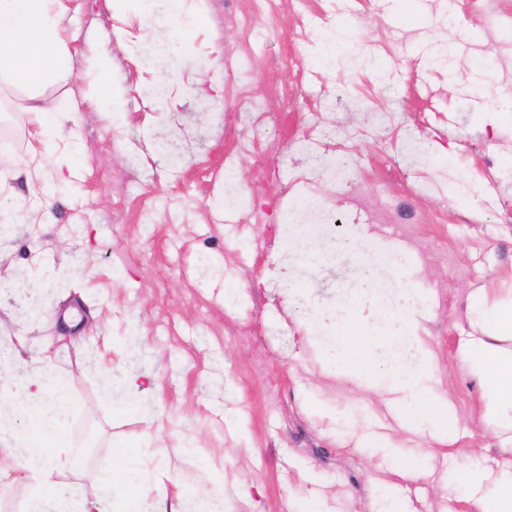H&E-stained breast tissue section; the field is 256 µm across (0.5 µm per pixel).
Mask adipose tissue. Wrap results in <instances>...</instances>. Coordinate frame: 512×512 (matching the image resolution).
<instances>
[{"instance_id":"1","label":"adipose tissue","mask_w":512,"mask_h":512,"mask_svg":"<svg viewBox=\"0 0 512 512\" xmlns=\"http://www.w3.org/2000/svg\"><path fill=\"white\" fill-rule=\"evenodd\" d=\"M69 0H0V82L25 91V112L34 140L48 143L64 138L72 109L61 108L46 97L50 86L65 87L73 80L71 53L61 37V25L69 13ZM358 318L337 326L333 344L322 351L327 371L351 375L363 381L374 373V349L379 341L381 309L378 304L358 303ZM473 332L461 343L462 368L484 388V416L512 443V299L488 307L482 291L469 301ZM10 359L0 362V383L14 370H23L26 380L7 396H0V479L21 469L34 484L35 494L27 512H109L101 498L74 499L64 472L76 470V460L61 455L67 447L60 430L69 405L54 357L48 351L24 357L30 339L18 333L0 341ZM393 386L403 391V406L411 427L424 430L442 424L456 430L457 419L435 409L430 398L433 371L423 365L406 368L391 365L385 370ZM118 466L104 473L102 484L118 496L122 512H183L181 505L149 502L136 490L148 478L142 454L113 447ZM484 467L470 461L461 465L448 483L452 492L473 494L478 512H512V473L502 474L492 493L482 492Z\"/></svg>"}]
</instances>
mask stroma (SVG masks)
Wrapping results in <instances>:
<instances>
[{
  "label": "stroma",
  "mask_w": 512,
  "mask_h": 512,
  "mask_svg": "<svg viewBox=\"0 0 512 512\" xmlns=\"http://www.w3.org/2000/svg\"><path fill=\"white\" fill-rule=\"evenodd\" d=\"M69 6L75 80L48 94L81 104L79 171L49 206L33 194L52 168L28 165L23 92L0 89V199L21 205L0 264V336L19 315L3 287L29 272L50 317L28 333L69 387L70 442L92 429L105 464L113 443L147 450L150 501L219 492L224 512H300L310 499L317 512H476L449 477L472 458L493 477L512 471L458 356L471 290L491 305L512 293V122L482 119L512 89V28L487 29L512 0H184L187 29L164 0ZM132 42L148 53L128 54ZM101 53L122 111L89 103ZM228 168L239 214L225 208ZM316 190L328 221L313 226L297 204ZM325 239L335 258L309 267L306 249ZM411 288L429 291L412 331L436 404L460 422L451 437L408 431L386 378L330 375L319 355L335 322L356 320L350 297L394 319ZM95 355L118 372L136 363L145 391L113 389Z\"/></svg>",
  "instance_id": "obj_1"
}]
</instances>
